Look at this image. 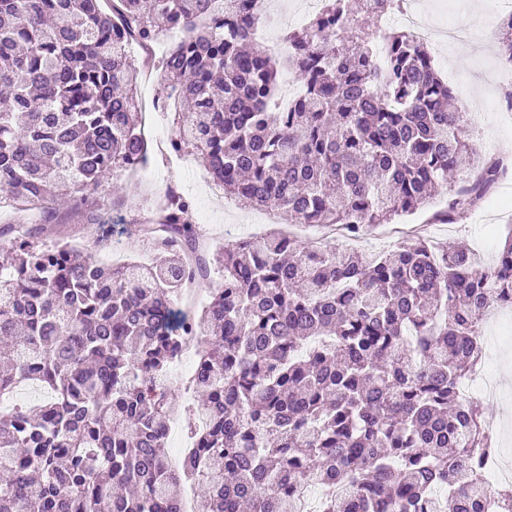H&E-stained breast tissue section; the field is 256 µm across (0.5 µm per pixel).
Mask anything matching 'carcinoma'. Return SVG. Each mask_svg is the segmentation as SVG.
<instances>
[{
	"instance_id": "carcinoma-1",
	"label": "carcinoma",
	"mask_w": 512,
	"mask_h": 512,
	"mask_svg": "<svg viewBox=\"0 0 512 512\" xmlns=\"http://www.w3.org/2000/svg\"><path fill=\"white\" fill-rule=\"evenodd\" d=\"M118 2L111 17L99 0H0V190L39 213L0 227V399L48 390L0 411V512H178L181 482L195 512H291L310 480L322 512H512V488L491 489L475 463L494 445L483 408L460 399L491 295L512 297V235L482 267L421 236L365 260L272 230L217 252L224 284L179 321L182 288L207 268L185 194L158 208L156 263H100L101 240L32 243L58 196L149 160L128 41L174 29L161 75L181 90L174 137L224 193L357 238L440 186L439 220L478 205L501 165L476 161L468 109L427 44L380 26L400 0H325L288 33L300 93L286 112L271 108L280 64L249 31L257 0ZM499 33L512 61V17ZM193 334L206 422L178 472L161 376Z\"/></svg>"
}]
</instances>
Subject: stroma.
I'll list each match as a JSON object with an SVG mask.
<instances>
[{"label": "stroma", "instance_id": "35a3bbf8", "mask_svg": "<svg viewBox=\"0 0 512 512\" xmlns=\"http://www.w3.org/2000/svg\"><path fill=\"white\" fill-rule=\"evenodd\" d=\"M497 2L418 0L419 11L429 27L466 26L473 30L471 36L443 42L435 58L439 73L452 84L477 123L473 144L482 155L503 150L512 152V111L502 109L506 87L499 80L506 62L498 53L497 30L484 27ZM162 90L160 77L155 74L140 81L137 93L144 113L145 135L150 141V165L162 175V182L150 183L130 172L120 171L98 189L87 190L82 195L73 194L60 206L55 223L48 225L39 235V246L46 248L58 241L82 244L96 240L102 231L98 225L83 222L82 210L108 206L113 200L120 199L124 202L122 222L116 225L111 244L120 248L122 259L155 261L157 253L144 230V221L151 217L157 204L172 187L191 197L196 206L209 210L211 221L202 227L207 250L227 246L224 228L230 224L246 225L258 237L277 227L305 243L324 239L323 227L290 224L276 210L257 209L214 193L213 181L198 156H190V171L177 167L154 140L156 129L173 126V112L151 109L152 99L161 96ZM417 227L423 228L425 235L434 242L465 245L480 262L490 263L508 232L512 231V177L501 182L481 208L459 212L453 223L435 221L433 209L428 208L396 224L379 226L372 238L373 249H362V256H369L374 249L390 248L399 233ZM496 358L498 392L495 398L484 400L483 406L487 419L504 424L501 443L505 452L512 454V343L499 345Z\"/></svg>", "mask_w": 512, "mask_h": 512}]
</instances>
